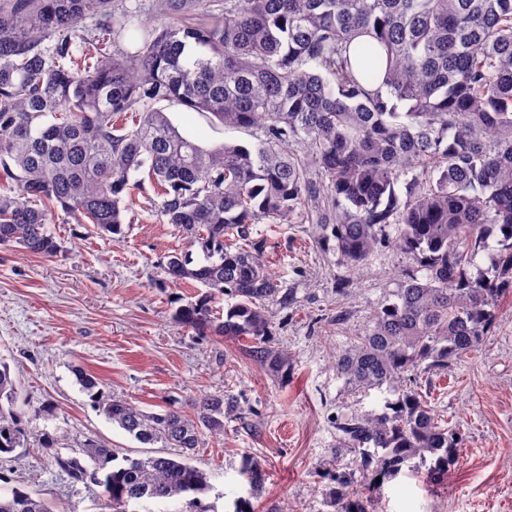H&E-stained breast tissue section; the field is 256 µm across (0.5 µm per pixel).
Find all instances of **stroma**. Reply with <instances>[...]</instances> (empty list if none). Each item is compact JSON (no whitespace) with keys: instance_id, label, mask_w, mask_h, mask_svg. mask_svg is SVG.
Listing matches in <instances>:
<instances>
[{"instance_id":"35a3bbf8","label":"stroma","mask_w":512,"mask_h":512,"mask_svg":"<svg viewBox=\"0 0 512 512\" xmlns=\"http://www.w3.org/2000/svg\"><path fill=\"white\" fill-rule=\"evenodd\" d=\"M164 110L205 148L255 141V130L224 126L180 104ZM157 201L152 186L135 191L119 241L61 215L50 226L62 247L57 257L0 247V361L21 382L29 430L61 434L65 456L89 439L146 456V445L92 405L77 380L80 369L147 412L186 411L195 396L221 393L237 399L239 410L225 419L222 437L203 436L195 451L192 463L208 481L202 502L213 512H234L247 494L239 469L249 455L267 472L255 512H335L332 475L356 466L355 454L336 451L337 418L381 411L396 398L386 386H348L336 355L366 332L375 309L394 301L413 261L382 247L353 268L327 249L322 225H252L251 240L288 296L269 307L270 343L288 355L287 371L275 374L248 355V341L204 336L174 321L204 289L167 281L165 263L188 244ZM416 384L457 425V459L440 486L408 473L386 482L374 512H512V294L499 301L475 351ZM15 486L65 512H111L97 486L72 481L35 445L0 457V492Z\"/></svg>"}]
</instances>
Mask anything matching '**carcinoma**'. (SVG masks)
Masks as SVG:
<instances>
[{
	"label": "carcinoma",
	"mask_w": 512,
	"mask_h": 512,
	"mask_svg": "<svg viewBox=\"0 0 512 512\" xmlns=\"http://www.w3.org/2000/svg\"><path fill=\"white\" fill-rule=\"evenodd\" d=\"M136 13L123 0H0V245L57 255L48 225L60 211L120 240L126 199L148 180L160 215L203 254L165 264L170 281L208 289L176 321L250 340L252 358L276 373L288 354L269 343L268 306L287 297L250 225L314 214L351 267L393 245L424 274L406 275L336 365L350 386L398 397L336 422V453L359 456L374 479L406 469L438 482L458 432L404 383L472 352L512 288V0H160V17ZM128 36L141 42L134 52L121 45ZM162 102L259 135L203 148ZM127 113L130 127L118 123ZM137 172L147 178L130 182ZM493 236L500 249L475 277ZM215 294L235 299L221 317L208 307ZM79 377L108 420L179 457L121 459L91 441L83 464L62 456L57 434L35 435L55 464L101 488L113 512L143 498L210 512L206 474L189 459L204 433L224 435L236 401L201 394L190 414L152 413ZM20 398L0 362V455L29 444ZM240 474L248 497L235 512H254L266 472L245 455ZM334 481L336 512H369L371 483L339 469ZM0 512L62 510L16 487Z\"/></svg>",
	"instance_id": "1"
}]
</instances>
